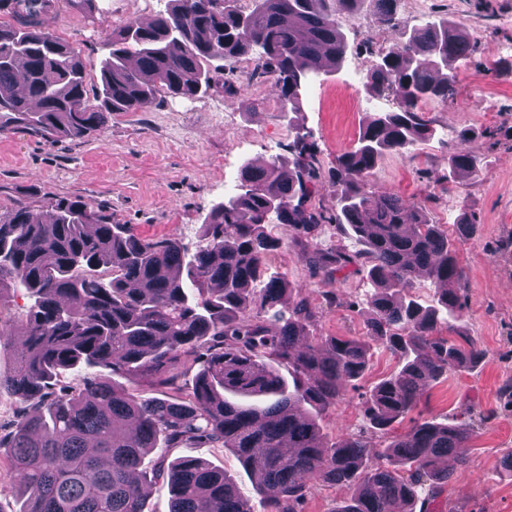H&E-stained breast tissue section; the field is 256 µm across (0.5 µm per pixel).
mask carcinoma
I'll list each match as a JSON object with an SVG mask.
<instances>
[{
    "label": "carcinoma",
    "mask_w": 512,
    "mask_h": 512,
    "mask_svg": "<svg viewBox=\"0 0 512 512\" xmlns=\"http://www.w3.org/2000/svg\"><path fill=\"white\" fill-rule=\"evenodd\" d=\"M168 2L151 23L128 19L112 30L91 100L79 51L41 28L56 0H0L8 14L0 19V130L16 123L81 138L161 92L195 98L210 87L213 62L247 56L254 72L276 74L283 104L294 107L310 78L345 60L337 17L362 0H253L247 11L237 0ZM397 2L373 0L378 26H395ZM471 51L462 30L439 21L379 52L368 86L378 98L399 94L398 109L368 113L358 145L329 173L338 223L364 243L361 252L312 242L322 221L307 204L317 145L301 132L288 145L290 158L241 167L193 251L177 234L146 238L114 224L102 205L80 197L47 199V220L22 199L0 211V345L21 337L13 369L0 371V392L16 403L0 448L11 449L9 489L25 496L18 512H149L145 487L154 480L169 485L171 512H255L223 467L170 458L175 448L204 447L226 448L258 471L261 512H297L321 482L354 487L333 512H395L417 501L429 512L443 485L468 470L470 424L415 421L402 433L396 424L485 352L472 336L443 335L464 311V270L448 232L399 194L373 196L368 185L384 155L410 153L432 137L420 104L455 97L450 67ZM478 171L476 157L450 147L448 176ZM273 224L309 251L316 275L367 268L368 336H308L319 307L292 298L287 276L268 274V258L283 244ZM421 277L435 286L433 306L412 296ZM13 293L28 300L19 312ZM374 344L399 363L363 405L385 447L360 435L328 446L319 417L344 384L365 374ZM264 357L271 365L257 363ZM77 366L93 373L66 381ZM98 368L130 383L147 378L156 395ZM192 369L189 386L181 377ZM152 452L156 468L141 471ZM446 457L455 469L440 467Z\"/></svg>",
    "instance_id": "cac0c4a2"
}]
</instances>
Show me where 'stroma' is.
<instances>
[{
	"label": "stroma",
	"instance_id": "obj_1",
	"mask_svg": "<svg viewBox=\"0 0 512 512\" xmlns=\"http://www.w3.org/2000/svg\"><path fill=\"white\" fill-rule=\"evenodd\" d=\"M168 0H96L87 13L58 0L53 34L72 43L92 68L87 93L100 86L99 62L108 56L107 34L126 19L153 18ZM399 24L387 30L373 20L371 0L357 14L340 18L350 50L345 63L320 75L298 108L283 106L274 74L255 76L246 58L225 61L204 94L185 99L160 95L141 111L113 115L105 129L82 138H45L10 125L0 133V209L26 193L77 196L103 205L116 224L146 237L180 235L196 245L210 211L223 203L244 161L288 158L296 133H310L318 146L319 175L311 204L323 215L313 233L318 247L362 250L363 244L336 221V189L328 172L352 149L367 112L394 109V100L371 96L366 84L377 52L390 39L428 21H448L468 33L475 52L457 62L454 100H428L421 111L434 129L411 154H387L371 179L373 191L402 195L433 223L455 231L462 219L476 221V234L457 246L465 272L467 303L455 334L476 337L485 351L471 371L450 374L401 422L452 423L471 411L479 422L470 442L469 471L450 479L430 505L432 512H512V0H399ZM467 141H460L461 132ZM463 143L481 161L477 175L447 181L448 150ZM323 312L310 333L359 337L367 333L357 301L371 283L365 273L313 275L301 244L285 241L271 257ZM397 358L373 348L365 375L349 383L323 419L327 443L366 434L362 403ZM191 456L224 466L237 478L252 507L261 497L254 479L223 448H194Z\"/></svg>",
	"mask_w": 512,
	"mask_h": 512
}]
</instances>
